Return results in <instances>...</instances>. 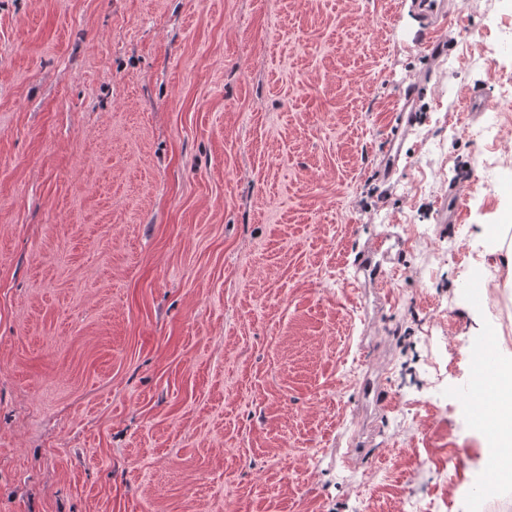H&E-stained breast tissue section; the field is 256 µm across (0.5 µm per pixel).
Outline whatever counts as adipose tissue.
Masks as SVG:
<instances>
[{"instance_id": "obj_1", "label": "adipose tissue", "mask_w": 512, "mask_h": 512, "mask_svg": "<svg viewBox=\"0 0 512 512\" xmlns=\"http://www.w3.org/2000/svg\"><path fill=\"white\" fill-rule=\"evenodd\" d=\"M484 394L491 405L486 426L492 449L490 461L500 478H512V354L499 357L494 375L487 379Z\"/></svg>"}]
</instances>
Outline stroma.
Here are the masks:
<instances>
[{"mask_svg": "<svg viewBox=\"0 0 512 512\" xmlns=\"http://www.w3.org/2000/svg\"><path fill=\"white\" fill-rule=\"evenodd\" d=\"M411 2L0 0V512H512V0ZM414 3L417 9L431 20L430 26L423 31L421 36L422 40L431 43L434 41L435 30L442 22L446 21L447 8L445 7V1H415ZM512 222V212H508L504 224L491 225L492 230L490 239L492 244V253L498 257V271L503 276L504 287L512 288V239L509 236ZM475 357L479 365V373L476 378V384L473 388L474 402V420L482 425L489 418V405L481 396L482 381L485 377L493 373L495 368L494 354L491 348L482 347L475 351ZM494 375L486 380L484 394L491 415L484 430L492 448L490 463L500 478H512V354L499 353Z\"/></svg>", "mask_w": 512, "mask_h": 512, "instance_id": "obj_1", "label": "stroma"}]
</instances>
